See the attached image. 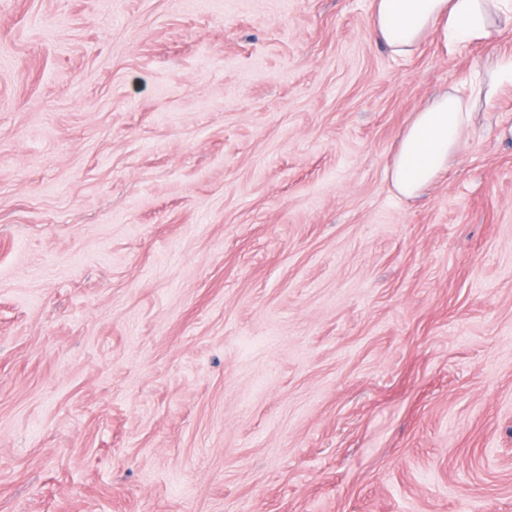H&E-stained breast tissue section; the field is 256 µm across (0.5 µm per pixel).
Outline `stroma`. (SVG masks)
I'll use <instances>...</instances> for the list:
<instances>
[{
	"label": "stroma",
	"mask_w": 512,
	"mask_h": 512,
	"mask_svg": "<svg viewBox=\"0 0 512 512\" xmlns=\"http://www.w3.org/2000/svg\"><path fill=\"white\" fill-rule=\"evenodd\" d=\"M372 11L0 0V512H512V33ZM483 92L484 82L476 75L469 92L453 88L416 112L392 167L393 185L400 194L419 196L448 168L468 134L474 98Z\"/></svg>",
	"instance_id": "stroma-1"
}]
</instances>
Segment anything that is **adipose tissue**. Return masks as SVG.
<instances>
[{"label":"adipose tissue","mask_w":512,"mask_h":512,"mask_svg":"<svg viewBox=\"0 0 512 512\" xmlns=\"http://www.w3.org/2000/svg\"><path fill=\"white\" fill-rule=\"evenodd\" d=\"M371 25L377 38L396 56L412 54L429 35L456 41L491 40L512 26V0H374ZM481 77L469 90L436 96L414 115L392 167L396 190L419 196L447 169L468 134Z\"/></svg>","instance_id":"obj_1"}]
</instances>
